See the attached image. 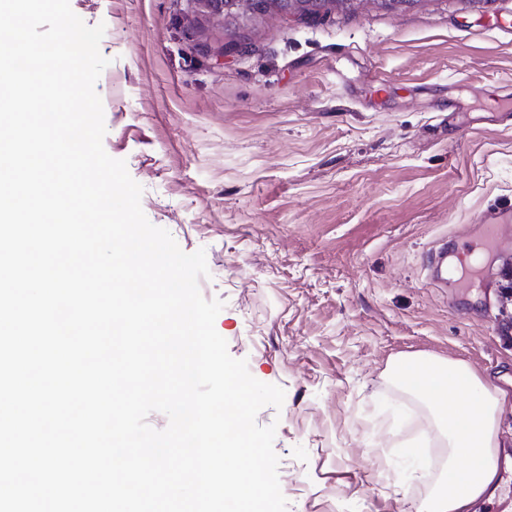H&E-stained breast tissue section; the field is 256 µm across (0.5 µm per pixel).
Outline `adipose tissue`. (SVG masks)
<instances>
[{
    "label": "adipose tissue",
    "instance_id": "obj_1",
    "mask_svg": "<svg viewBox=\"0 0 512 512\" xmlns=\"http://www.w3.org/2000/svg\"><path fill=\"white\" fill-rule=\"evenodd\" d=\"M391 376L400 389L427 405L447 459L423 512H471L496 483L497 412L505 392L483 383L464 363L450 360L403 358L393 364ZM474 456L481 458V466H470Z\"/></svg>",
    "mask_w": 512,
    "mask_h": 512
}]
</instances>
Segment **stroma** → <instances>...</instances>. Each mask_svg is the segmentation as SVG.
<instances>
[{"instance_id": "35a3bbf8", "label": "stroma", "mask_w": 512, "mask_h": 512, "mask_svg": "<svg viewBox=\"0 0 512 512\" xmlns=\"http://www.w3.org/2000/svg\"><path fill=\"white\" fill-rule=\"evenodd\" d=\"M104 24L105 151L182 251L205 250L229 354L280 386L287 512H418L439 467L427 409L389 366L466 363L509 400L512 223L477 266V217L512 209V0H418L241 31L201 0H70ZM246 37L249 54L224 53Z\"/></svg>"}]
</instances>
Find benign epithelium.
I'll return each instance as SVG.
<instances>
[{
  "mask_svg": "<svg viewBox=\"0 0 512 512\" xmlns=\"http://www.w3.org/2000/svg\"><path fill=\"white\" fill-rule=\"evenodd\" d=\"M209 13L224 21L247 22L271 11L301 21L319 18L326 13L331 0H203Z\"/></svg>",
  "mask_w": 512,
  "mask_h": 512,
  "instance_id": "benign-epithelium-1",
  "label": "benign epithelium"
}]
</instances>
